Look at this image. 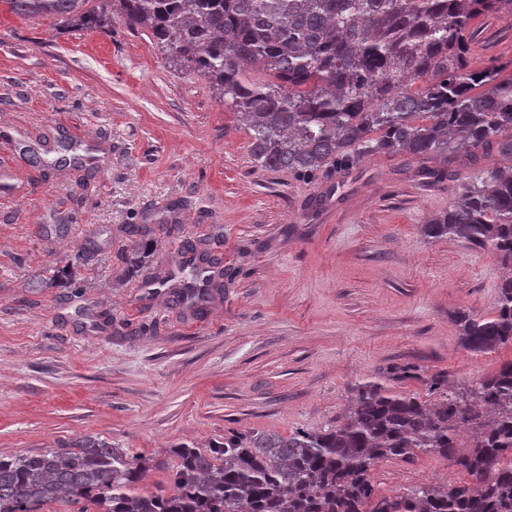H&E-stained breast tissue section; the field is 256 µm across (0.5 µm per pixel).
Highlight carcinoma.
<instances>
[{
  "instance_id": "obj_1",
  "label": "carcinoma",
  "mask_w": 512,
  "mask_h": 512,
  "mask_svg": "<svg viewBox=\"0 0 512 512\" xmlns=\"http://www.w3.org/2000/svg\"><path fill=\"white\" fill-rule=\"evenodd\" d=\"M19 16L55 27L107 32L122 21L148 31L169 66L206 79L240 114L263 169L341 173L377 153L409 159L479 152L512 157V68L476 66L469 44L481 21L512 15V0H0ZM429 237H456L512 266V168L484 171ZM129 257L149 254L147 227L131 224ZM190 275L211 281L222 264L203 241H187ZM78 249L49 280L67 286L95 258ZM207 293L173 288L168 302L202 308ZM474 353L512 344V278L492 311L455 314ZM395 375L357 388L343 421L288 436L250 431L207 450L176 446L174 490L147 491L149 460L92 436L66 448L0 455V512H38L62 497L78 512H512V361L458 389L426 379L429 399L399 393ZM470 443H458L461 428ZM440 456L471 481L419 482L376 493L384 460Z\"/></svg>"
}]
</instances>
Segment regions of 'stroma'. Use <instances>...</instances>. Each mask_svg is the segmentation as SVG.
Returning a JSON list of instances; mask_svg holds the SVG:
<instances>
[{
	"label": "stroma",
	"mask_w": 512,
	"mask_h": 512,
	"mask_svg": "<svg viewBox=\"0 0 512 512\" xmlns=\"http://www.w3.org/2000/svg\"><path fill=\"white\" fill-rule=\"evenodd\" d=\"M479 63L512 62V18L490 19ZM92 148L64 162L61 138ZM237 112L192 71L170 69L150 34L57 29L0 5V452L101 438L153 459L144 485L169 490L177 444L225 434L336 427L359 384L390 366L466 385L512 360L460 342L454 314L491 311L500 259L427 238L478 170L455 158L427 182L378 153L345 175L260 168ZM156 245L130 267L123 229ZM205 239L226 279L201 311L168 305L181 240ZM98 254L72 296L45 279L79 247ZM464 475L435 455L382 462L381 495Z\"/></svg>",
	"instance_id": "obj_1"
}]
</instances>
